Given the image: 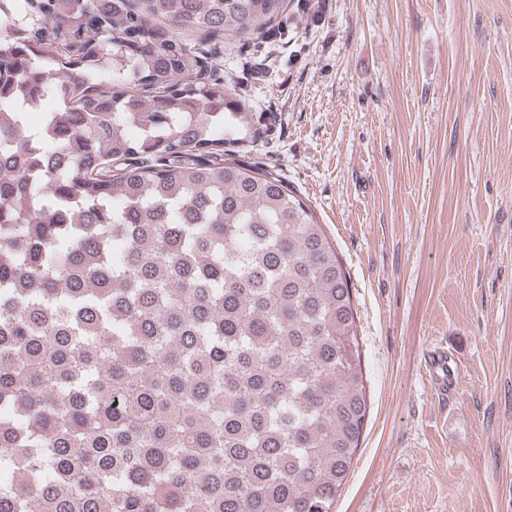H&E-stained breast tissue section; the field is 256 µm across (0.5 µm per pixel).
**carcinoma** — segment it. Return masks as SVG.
<instances>
[{
  "instance_id": "cac0c4a2",
  "label": "carcinoma",
  "mask_w": 512,
  "mask_h": 512,
  "mask_svg": "<svg viewBox=\"0 0 512 512\" xmlns=\"http://www.w3.org/2000/svg\"><path fill=\"white\" fill-rule=\"evenodd\" d=\"M12 2L0 512H333L368 414L350 277L228 148L267 125L212 48L291 0ZM16 92L59 106L31 129Z\"/></svg>"
}]
</instances>
